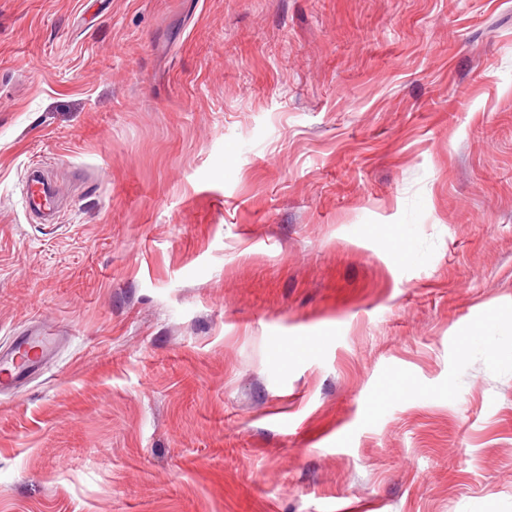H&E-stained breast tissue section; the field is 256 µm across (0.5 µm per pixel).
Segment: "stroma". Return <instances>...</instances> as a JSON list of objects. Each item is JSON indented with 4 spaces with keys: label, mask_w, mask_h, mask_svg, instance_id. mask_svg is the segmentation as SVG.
<instances>
[{
    "label": "stroma",
    "mask_w": 512,
    "mask_h": 512,
    "mask_svg": "<svg viewBox=\"0 0 512 512\" xmlns=\"http://www.w3.org/2000/svg\"><path fill=\"white\" fill-rule=\"evenodd\" d=\"M34 328L0 512H512V0H0Z\"/></svg>",
    "instance_id": "35a3bbf8"
}]
</instances>
